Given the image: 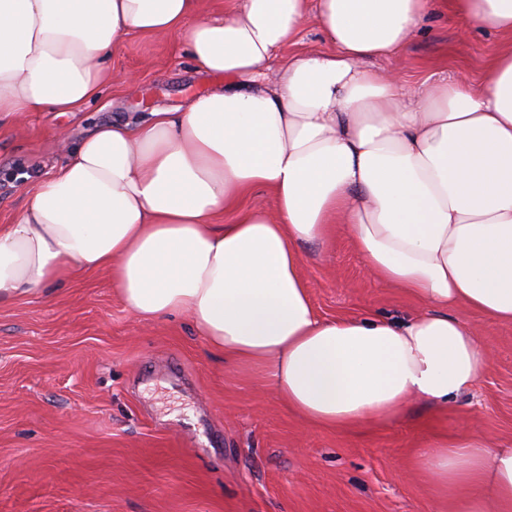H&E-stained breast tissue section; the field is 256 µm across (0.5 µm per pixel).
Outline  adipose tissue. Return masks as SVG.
<instances>
[{"mask_svg":"<svg viewBox=\"0 0 512 512\" xmlns=\"http://www.w3.org/2000/svg\"><path fill=\"white\" fill-rule=\"evenodd\" d=\"M440 8L510 37L481 86L368 69ZM311 16L329 50L273 69ZM133 32L185 34L229 83L66 149L0 227V302L110 270L134 314L187 316L316 426L414 401L444 412L471 390L489 351L449 308L512 323V0H235L221 16L200 0H0V114L91 103ZM256 191L274 213L244 208ZM339 227L426 312L321 319L300 248ZM417 457L440 487L469 488L462 512H512V448L436 436Z\"/></svg>","mask_w":512,"mask_h":512,"instance_id":"adipose-tissue-1","label":"adipose tissue"}]
</instances>
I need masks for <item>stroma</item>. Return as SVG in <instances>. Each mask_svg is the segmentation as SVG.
Returning a JSON list of instances; mask_svg holds the SVG:
<instances>
[{
  "label": "stroma",
  "instance_id": "obj_1",
  "mask_svg": "<svg viewBox=\"0 0 512 512\" xmlns=\"http://www.w3.org/2000/svg\"><path fill=\"white\" fill-rule=\"evenodd\" d=\"M507 37L427 19L401 52L371 61L410 83L481 82ZM99 100L73 112L0 120V226L61 163L62 141L96 125L184 108L223 87L170 34L134 33L107 61ZM321 318H406L418 301L372 277L344 232L302 247ZM453 316L490 348L479 383L447 414L414 403L353 432L288 412L258 373L229 365L185 316H135L108 271L73 277L52 299L0 303V512H453L417 450L458 428L512 448V323L465 306Z\"/></svg>",
  "mask_w": 512,
  "mask_h": 512
}]
</instances>
